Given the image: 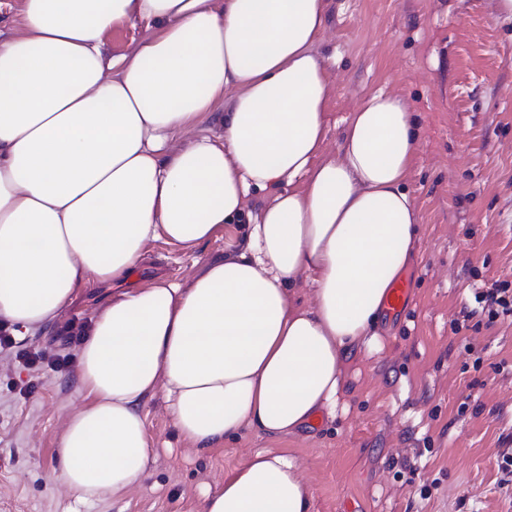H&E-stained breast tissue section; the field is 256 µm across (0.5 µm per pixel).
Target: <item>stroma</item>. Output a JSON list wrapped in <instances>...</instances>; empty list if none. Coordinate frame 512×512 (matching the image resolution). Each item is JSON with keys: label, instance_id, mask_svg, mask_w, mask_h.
<instances>
[{"label": "stroma", "instance_id": "obj_1", "mask_svg": "<svg viewBox=\"0 0 512 512\" xmlns=\"http://www.w3.org/2000/svg\"><path fill=\"white\" fill-rule=\"evenodd\" d=\"M496 14L497 0H332L320 45L333 77L327 146L338 150L363 97L402 98L419 130L407 187L422 211L409 302L381 316L373 351L347 360L335 416L199 451L155 393L142 405L144 480L87 499L58 481L57 443L86 402L76 367L34 371L0 355V512H204L225 476L266 450L301 465L310 512H512L497 465L512 434V316L488 323L475 300L512 282V26ZM223 255L220 234L196 247L152 241L128 279L84 290L23 341L76 354L65 326L153 276L190 283Z\"/></svg>", "mask_w": 512, "mask_h": 512}]
</instances>
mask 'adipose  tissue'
I'll use <instances>...</instances> for the list:
<instances>
[{"label": "adipose tissue", "mask_w": 512, "mask_h": 512, "mask_svg": "<svg viewBox=\"0 0 512 512\" xmlns=\"http://www.w3.org/2000/svg\"><path fill=\"white\" fill-rule=\"evenodd\" d=\"M330 0H21L0 32V320L35 331L81 291L127 279L151 241L234 224L189 285L153 278L97 308L77 352L86 404L60 480L93 498L145 477L142 401L164 392L196 448L279 440L335 416L344 358L370 346L419 243L406 187L418 133L400 97L363 98L325 149ZM151 35L108 57L113 27ZM221 113L219 138L196 128ZM269 192L256 211L252 191ZM306 282L311 299L298 303ZM288 455L259 451L205 512H309Z\"/></svg>", "instance_id": "ef3b65f1"}]
</instances>
